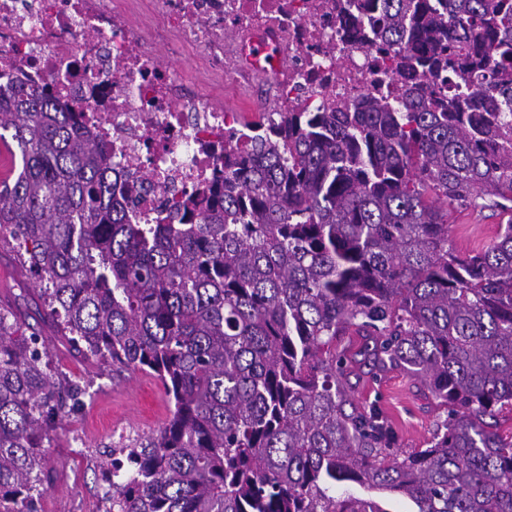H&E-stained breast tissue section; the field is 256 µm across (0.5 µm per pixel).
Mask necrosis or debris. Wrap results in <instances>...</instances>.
<instances>
[{
    "mask_svg": "<svg viewBox=\"0 0 512 512\" xmlns=\"http://www.w3.org/2000/svg\"><path fill=\"white\" fill-rule=\"evenodd\" d=\"M327 0H0V89L49 86L78 128L104 145L136 224L161 222L186 194L224 172V137L252 133L238 113L192 96L187 77L149 52L140 23L171 54L199 49L196 70L243 89L260 74L240 47L268 41L288 59L272 86L276 119L291 103L371 92L375 50L345 42ZM237 36L228 42L226 32Z\"/></svg>",
    "mask_w": 512,
    "mask_h": 512,
    "instance_id": "1",
    "label": "necrosis or debris"
}]
</instances>
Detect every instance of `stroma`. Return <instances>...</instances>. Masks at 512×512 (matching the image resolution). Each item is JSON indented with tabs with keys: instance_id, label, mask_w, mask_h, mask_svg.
Returning a JSON list of instances; mask_svg holds the SVG:
<instances>
[{
	"instance_id": "obj_1",
	"label": "stroma",
	"mask_w": 512,
	"mask_h": 512,
	"mask_svg": "<svg viewBox=\"0 0 512 512\" xmlns=\"http://www.w3.org/2000/svg\"><path fill=\"white\" fill-rule=\"evenodd\" d=\"M501 218L491 211L455 213L450 236L458 249L479 251L490 245ZM27 289L39 301L35 279L21 268L11 248H0V296L14 297ZM51 373L79 381L85 389L82 405L66 413L45 440L46 465L56 476L39 500V512H98L104 484L98 457L108 447L113 431H125L128 441L155 436L171 414V406L153 376L133 369L116 370L102 361L76 356L68 347L52 342ZM352 398L375 405L396 429L400 446L410 451L427 447L439 421V410L427 391L405 371L379 376H352Z\"/></svg>"
}]
</instances>
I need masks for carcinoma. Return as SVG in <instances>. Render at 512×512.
<instances>
[{
    "label": "carcinoma",
    "instance_id": "1",
    "mask_svg": "<svg viewBox=\"0 0 512 512\" xmlns=\"http://www.w3.org/2000/svg\"><path fill=\"white\" fill-rule=\"evenodd\" d=\"M352 45L393 56L365 94L300 104L224 152V177L163 224H132L111 163L47 88L0 100L20 161L0 229L74 348L153 373L156 436L100 458L108 512H512V0H362ZM10 139H5V133ZM508 216L462 256L453 212ZM341 336L402 368L446 412L404 451L348 394ZM51 341L0 311V512H38L43 442L83 394ZM354 485L355 495L336 489Z\"/></svg>",
    "mask_w": 512,
    "mask_h": 512
}]
</instances>
